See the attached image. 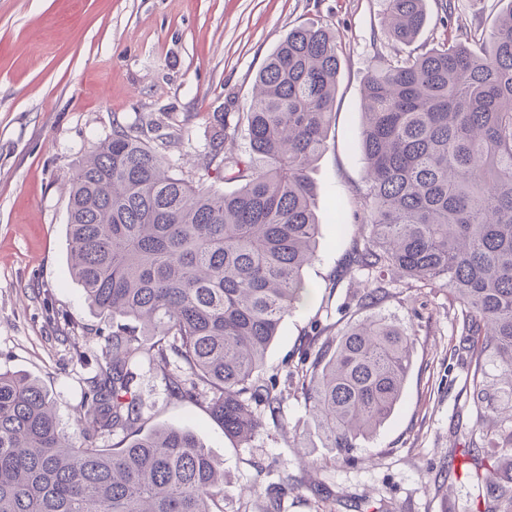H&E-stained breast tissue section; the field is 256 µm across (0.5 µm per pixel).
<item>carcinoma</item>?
Returning a JSON list of instances; mask_svg holds the SVG:
<instances>
[{"label":"carcinoma","instance_id":"obj_1","mask_svg":"<svg viewBox=\"0 0 512 512\" xmlns=\"http://www.w3.org/2000/svg\"><path fill=\"white\" fill-rule=\"evenodd\" d=\"M388 39L413 41L426 0H385ZM340 68L337 35L300 26L269 55L245 112L213 116L208 157L226 194L169 174L148 142L115 129L78 168L69 197L71 276L98 314L122 322L105 338L68 434L52 399L26 374L0 371V512H213L224 470L189 430L161 427L121 448L105 434L141 420L134 368L173 354L184 375L169 391L213 396L224 434L248 442L261 425L252 404L274 406L254 374L283 318L303 298L302 269L315 258L319 223L308 176L327 147ZM241 140L240 156L223 154ZM356 189L361 237L349 268L370 282L362 308L386 294L393 271L409 288H448L461 306L483 402L482 366L498 367L495 406L477 424H512V6L487 35L448 31L429 51L381 57L363 83ZM407 329L385 316L349 325L336 342L302 352L287 372L328 446L348 456L400 399L411 368ZM502 463L480 479L484 512H512V435Z\"/></svg>","mask_w":512,"mask_h":512}]
</instances>
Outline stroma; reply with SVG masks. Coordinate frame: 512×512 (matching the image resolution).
Instances as JSON below:
<instances>
[{
  "label": "stroma",
  "mask_w": 512,
  "mask_h": 512,
  "mask_svg": "<svg viewBox=\"0 0 512 512\" xmlns=\"http://www.w3.org/2000/svg\"><path fill=\"white\" fill-rule=\"evenodd\" d=\"M512 0H457L410 43L388 40L384 0H0V370L29 375L67 429L97 372L111 319L94 311L67 272L68 203L79 165L122 128L138 135L177 176L231 193L239 182L206 165L214 113L244 112L267 56L290 30L322 25L340 37L335 120L312 163L320 220L303 278L314 298L282 321L258 372L275 409L238 443L194 400L167 390L161 364L138 368L142 419L136 438L161 426L192 431L224 467L220 512H476L475 470L493 465L500 436L481 438L471 399L475 370L458 304L447 288L392 281L377 306L359 307L364 282L345 271L359 226L354 192L365 167L358 143L362 85L378 56L403 59L434 47L448 30L488 32ZM382 315L411 329L414 356L391 416L353 459L329 449L312 420L297 365L313 336L334 339L350 322Z\"/></svg>",
  "instance_id": "1"
}]
</instances>
